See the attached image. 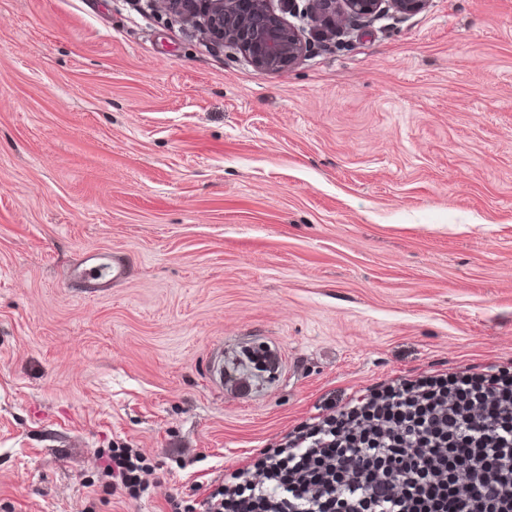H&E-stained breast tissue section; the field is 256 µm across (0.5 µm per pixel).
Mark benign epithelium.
<instances>
[{
  "instance_id": "1",
  "label": "benign epithelium",
  "mask_w": 512,
  "mask_h": 512,
  "mask_svg": "<svg viewBox=\"0 0 512 512\" xmlns=\"http://www.w3.org/2000/svg\"><path fill=\"white\" fill-rule=\"evenodd\" d=\"M427 0H288L311 17L317 36L334 40L348 23L383 13L410 15ZM182 24L193 26L215 48L237 45L261 71L284 72L308 51V43L274 12L270 0H148Z\"/></svg>"
}]
</instances>
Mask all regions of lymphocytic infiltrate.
<instances>
[{"instance_id": "f902f5d3", "label": "lymphocytic infiltrate", "mask_w": 512, "mask_h": 512, "mask_svg": "<svg viewBox=\"0 0 512 512\" xmlns=\"http://www.w3.org/2000/svg\"><path fill=\"white\" fill-rule=\"evenodd\" d=\"M154 473L116 448L102 488L136 497ZM189 495L172 512H512V368L397 377L330 400Z\"/></svg>"}]
</instances>
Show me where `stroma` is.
<instances>
[{
    "label": "stroma",
    "mask_w": 512,
    "mask_h": 512,
    "mask_svg": "<svg viewBox=\"0 0 512 512\" xmlns=\"http://www.w3.org/2000/svg\"><path fill=\"white\" fill-rule=\"evenodd\" d=\"M90 251L129 277L96 290ZM512 364V0L288 71L145 0H0V512H170L333 392ZM158 479L108 495L112 449ZM129 274V265L118 255L110 257L104 253H90L75 271L88 288H108L124 281Z\"/></svg>",
    "instance_id": "obj_1"
}]
</instances>
